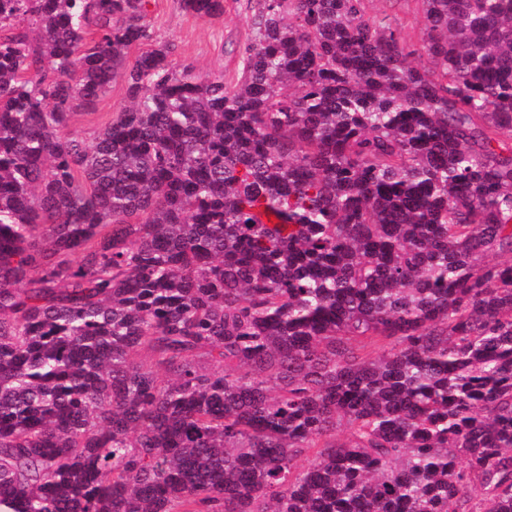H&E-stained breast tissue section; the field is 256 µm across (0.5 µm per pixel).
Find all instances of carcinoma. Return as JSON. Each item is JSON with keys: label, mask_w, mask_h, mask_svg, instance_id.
Here are the masks:
<instances>
[{"label": "carcinoma", "mask_w": 512, "mask_h": 512, "mask_svg": "<svg viewBox=\"0 0 512 512\" xmlns=\"http://www.w3.org/2000/svg\"><path fill=\"white\" fill-rule=\"evenodd\" d=\"M365 2L88 142L148 0H0V512H512V0ZM367 16L381 18L388 16L397 24L407 39L419 47L424 37V15L421 3L416 0H367Z\"/></svg>", "instance_id": "carcinoma-1"}]
</instances>
